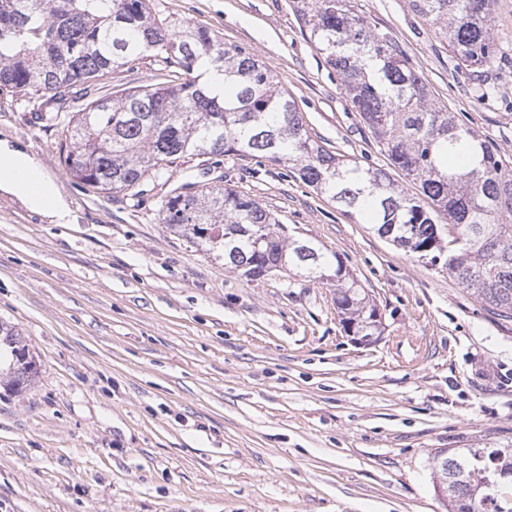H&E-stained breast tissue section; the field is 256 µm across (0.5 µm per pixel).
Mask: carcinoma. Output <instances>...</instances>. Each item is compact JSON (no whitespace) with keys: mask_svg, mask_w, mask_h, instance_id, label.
Returning a JSON list of instances; mask_svg holds the SVG:
<instances>
[{"mask_svg":"<svg viewBox=\"0 0 512 512\" xmlns=\"http://www.w3.org/2000/svg\"><path fill=\"white\" fill-rule=\"evenodd\" d=\"M495 0H409L438 26L467 71L494 63ZM325 63L336 70L373 139L403 176L334 153L313 139L264 63L209 27L170 28L147 0H0V89L41 97L46 121L70 141L61 162L85 190H136L185 156L213 164L246 154L292 168L345 215L407 253L445 254L448 275L484 307L512 318V160L435 102L400 46L351 11L349 0H293ZM161 57L163 81L99 94L118 70ZM223 75L222 88L211 72ZM87 99L69 112V102ZM160 223L251 280L288 274L336 284L342 322L382 333L379 308L340 257L290 234L255 198L187 182L162 197ZM0 389L20 395L39 376L16 326L0 320ZM439 480L448 512H512V448H450ZM486 472L494 479L481 480Z\"/></svg>","mask_w":512,"mask_h":512,"instance_id":"carcinoma-1","label":"carcinoma"}]
</instances>
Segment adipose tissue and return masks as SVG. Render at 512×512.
Segmentation results:
<instances>
[{"label":"adipose tissue","mask_w":512,"mask_h":512,"mask_svg":"<svg viewBox=\"0 0 512 512\" xmlns=\"http://www.w3.org/2000/svg\"><path fill=\"white\" fill-rule=\"evenodd\" d=\"M0 191L19 198L52 224L69 221L70 209L56 184L27 152L0 141Z\"/></svg>","instance_id":"adipose-tissue-1"}]
</instances>
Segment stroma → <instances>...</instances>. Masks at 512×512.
<instances>
[{
	"instance_id": "35a3bbf8",
	"label": "stroma",
	"mask_w": 512,
	"mask_h": 512,
	"mask_svg": "<svg viewBox=\"0 0 512 512\" xmlns=\"http://www.w3.org/2000/svg\"><path fill=\"white\" fill-rule=\"evenodd\" d=\"M269 66L311 134L362 165L389 161L300 30L292 0H151ZM433 99L512 157V0H495L496 61L459 69L409 0H351ZM40 101L0 90V139L66 198L48 223L0 192V319L40 374L0 395V512H448L443 448H512V320L442 266L348 219L294 169H219L281 224L336 252L382 314L372 345L344 332L327 286L251 281L158 218L162 186L85 191Z\"/></svg>"
}]
</instances>
